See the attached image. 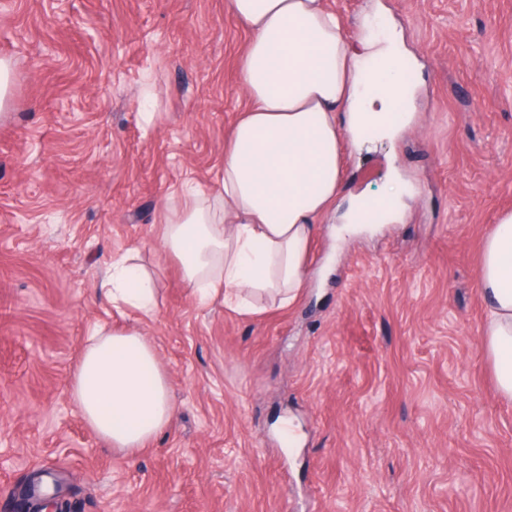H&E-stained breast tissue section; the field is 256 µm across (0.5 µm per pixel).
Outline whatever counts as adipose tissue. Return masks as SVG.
Here are the masks:
<instances>
[{
    "instance_id": "obj_1",
    "label": "adipose tissue",
    "mask_w": 512,
    "mask_h": 512,
    "mask_svg": "<svg viewBox=\"0 0 512 512\" xmlns=\"http://www.w3.org/2000/svg\"><path fill=\"white\" fill-rule=\"evenodd\" d=\"M249 37L240 59L247 105L224 143L213 183L168 195L162 250L203 303L255 312L268 296L293 305L309 276L318 226L335 209L343 150L366 130L396 136L413 120L400 37L350 36L326 0H226ZM155 273L135 251L113 258L101 286L114 310L155 313ZM477 287L486 303L481 336L499 396L512 402V212L483 240ZM87 425L134 454L169 426L168 376L135 327L94 325L70 380Z\"/></svg>"
}]
</instances>
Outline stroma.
<instances>
[{
	"mask_svg": "<svg viewBox=\"0 0 512 512\" xmlns=\"http://www.w3.org/2000/svg\"><path fill=\"white\" fill-rule=\"evenodd\" d=\"M327 3L413 55L412 125L346 147L343 193L394 171L410 208L341 241L330 217L303 296L244 316L197 302L161 251L169 188L211 181L246 106L225 0H0V512L44 471L65 512H512L475 286L512 210V0ZM130 248L156 273L138 327L174 403L133 456L69 393L88 328L129 324L99 284Z\"/></svg>",
	"mask_w": 512,
	"mask_h": 512,
	"instance_id": "stroma-1",
	"label": "stroma"
}]
</instances>
